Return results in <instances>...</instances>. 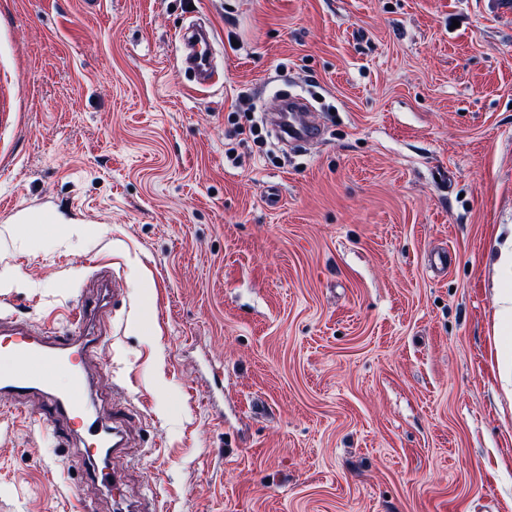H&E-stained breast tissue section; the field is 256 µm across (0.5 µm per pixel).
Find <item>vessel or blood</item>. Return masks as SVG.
<instances>
[{
    "instance_id": "b4317fda",
    "label": "vessel or blood",
    "mask_w": 512,
    "mask_h": 512,
    "mask_svg": "<svg viewBox=\"0 0 512 512\" xmlns=\"http://www.w3.org/2000/svg\"><path fill=\"white\" fill-rule=\"evenodd\" d=\"M179 59L190 66L201 86L219 81L221 74L213 65L212 37H198L186 31L178 36ZM279 128L292 141L318 138L319 129L312 113L306 112L299 99H289L287 107L277 108ZM119 281L106 284L97 292L82 293L64 327L20 324L11 317H0V348L13 351L19 367L0 374V395L17 401L41 397L39 420L52 428L63 443L83 447L107 448L120 453L123 442L116 428H107L88 411L89 371L96 353V322L109 304V295L119 292ZM70 373L66 389L56 388L52 372Z\"/></svg>"
}]
</instances>
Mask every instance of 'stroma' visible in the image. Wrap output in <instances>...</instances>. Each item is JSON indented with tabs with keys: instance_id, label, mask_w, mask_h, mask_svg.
<instances>
[{
	"instance_id": "1",
	"label": "stroma",
	"mask_w": 512,
	"mask_h": 512,
	"mask_svg": "<svg viewBox=\"0 0 512 512\" xmlns=\"http://www.w3.org/2000/svg\"><path fill=\"white\" fill-rule=\"evenodd\" d=\"M198 18L208 88L176 63ZM276 92L319 144L239 138ZM94 261L123 496L5 397L0 512H512L492 0H0V314L64 323Z\"/></svg>"
}]
</instances>
